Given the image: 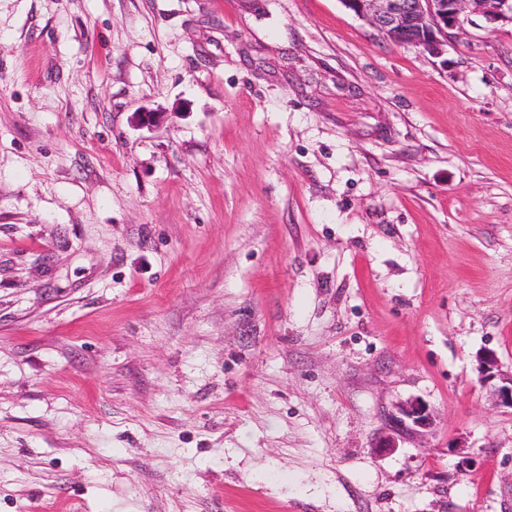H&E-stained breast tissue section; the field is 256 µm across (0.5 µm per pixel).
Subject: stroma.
<instances>
[{
	"label": "stroma",
	"instance_id": "1",
	"mask_svg": "<svg viewBox=\"0 0 512 512\" xmlns=\"http://www.w3.org/2000/svg\"><path fill=\"white\" fill-rule=\"evenodd\" d=\"M487 349L511 25L433 57L340 0H0V512H512ZM433 415L429 406L419 400L412 399L397 408L388 416L387 424L392 434H401L409 429H427L432 424Z\"/></svg>",
	"mask_w": 512,
	"mask_h": 512
}]
</instances>
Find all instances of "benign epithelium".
I'll use <instances>...</instances> for the list:
<instances>
[{"label":"benign epithelium","mask_w":512,"mask_h":512,"mask_svg":"<svg viewBox=\"0 0 512 512\" xmlns=\"http://www.w3.org/2000/svg\"><path fill=\"white\" fill-rule=\"evenodd\" d=\"M345 8L390 40L411 44L431 54L442 51L450 30H461L472 16L492 25L512 23V0H340ZM481 386L498 406L512 408V371L502 370L497 353L487 349L477 356ZM433 415L429 406L412 399L388 416L391 434L378 447H394L393 435L413 428L427 429Z\"/></svg>","instance_id":"obj_1"}]
</instances>
